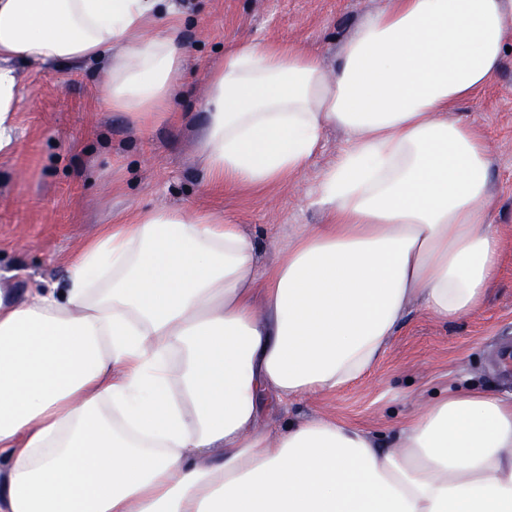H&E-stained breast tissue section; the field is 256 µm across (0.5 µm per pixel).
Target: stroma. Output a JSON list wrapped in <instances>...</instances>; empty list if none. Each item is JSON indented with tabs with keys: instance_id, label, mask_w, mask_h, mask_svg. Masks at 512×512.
I'll return each instance as SVG.
<instances>
[{
	"instance_id": "1",
	"label": "stroma",
	"mask_w": 512,
	"mask_h": 512,
	"mask_svg": "<svg viewBox=\"0 0 512 512\" xmlns=\"http://www.w3.org/2000/svg\"><path fill=\"white\" fill-rule=\"evenodd\" d=\"M388 0H179L187 77L170 109L137 118L98 105L94 66L19 69L16 145L0 157V280L63 286L66 259L115 216L138 210L212 211L242 225L262 258L296 225L319 224L315 189L344 135L330 128L308 167L262 192L210 185L197 150L206 123L209 74L226 47L279 40L319 53L335 66L337 49ZM491 144L493 223L505 237L500 280L474 316L444 324L415 310L376 367L354 385L274 408L261 420L328 414L390 446L394 428L438 393L465 387L512 395V52L494 81L458 109Z\"/></svg>"
}]
</instances>
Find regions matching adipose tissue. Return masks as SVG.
<instances>
[{
    "label": "adipose tissue",
    "mask_w": 512,
    "mask_h": 512,
    "mask_svg": "<svg viewBox=\"0 0 512 512\" xmlns=\"http://www.w3.org/2000/svg\"><path fill=\"white\" fill-rule=\"evenodd\" d=\"M512 0H389L335 73L248 42L209 76L210 183L281 184L344 131L321 224L259 265L241 226L147 210L102 225L63 289L0 285V512H512V398L448 393L394 447L264 411L373 369L412 308L452 324L497 285L490 145L455 109L497 76ZM104 64L102 101L164 111L185 70L172 0H0V155L16 66Z\"/></svg>",
    "instance_id": "adipose-tissue-1"
}]
</instances>
